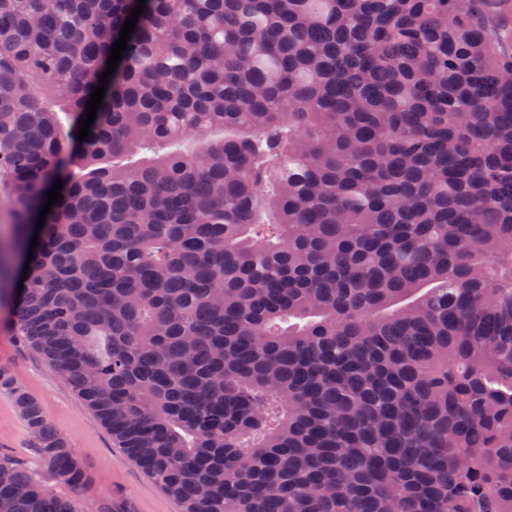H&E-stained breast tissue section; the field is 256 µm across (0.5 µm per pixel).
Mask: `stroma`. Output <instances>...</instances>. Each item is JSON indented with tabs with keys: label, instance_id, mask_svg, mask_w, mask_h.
Here are the masks:
<instances>
[{
	"label": "stroma",
	"instance_id": "obj_1",
	"mask_svg": "<svg viewBox=\"0 0 512 512\" xmlns=\"http://www.w3.org/2000/svg\"><path fill=\"white\" fill-rule=\"evenodd\" d=\"M0 367L10 370L39 400L46 420L90 468L93 484L86 494L88 501L108 497L122 512H180L178 502L116 447L110 433L78 400L67 381L35 350L2 330ZM0 448L23 460L34 454L12 397L5 390H0Z\"/></svg>",
	"mask_w": 512,
	"mask_h": 512
}]
</instances>
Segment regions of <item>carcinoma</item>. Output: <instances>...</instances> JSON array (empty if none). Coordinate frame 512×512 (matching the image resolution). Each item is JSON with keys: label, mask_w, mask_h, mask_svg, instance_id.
<instances>
[{"label": "carcinoma", "mask_w": 512, "mask_h": 512, "mask_svg": "<svg viewBox=\"0 0 512 512\" xmlns=\"http://www.w3.org/2000/svg\"><path fill=\"white\" fill-rule=\"evenodd\" d=\"M482 2L146 0L80 140L138 0H0L12 335L181 512H512V25ZM1 471L0 512H112Z\"/></svg>", "instance_id": "obj_1"}]
</instances>
